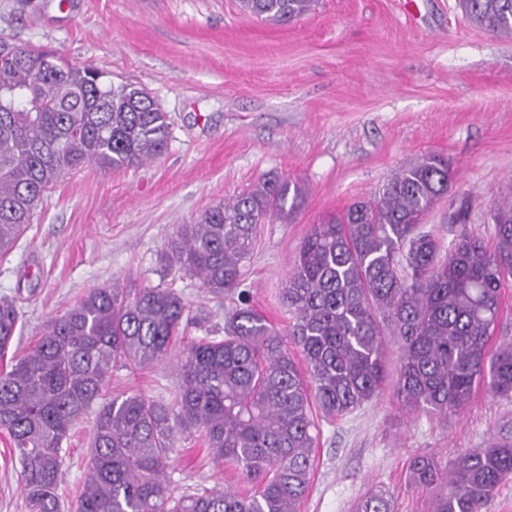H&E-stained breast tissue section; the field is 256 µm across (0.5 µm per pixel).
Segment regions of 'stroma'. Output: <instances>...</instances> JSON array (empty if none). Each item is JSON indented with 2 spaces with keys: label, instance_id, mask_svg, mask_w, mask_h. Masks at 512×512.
<instances>
[{
  "label": "stroma",
  "instance_id": "1",
  "mask_svg": "<svg viewBox=\"0 0 512 512\" xmlns=\"http://www.w3.org/2000/svg\"><path fill=\"white\" fill-rule=\"evenodd\" d=\"M39 51L64 49L114 84L146 89L169 118L154 162L112 173L92 166L60 181L11 252L0 254V298L15 300L23 327L11 350L29 353L41 325L89 289L120 280L179 294L207 322L187 338L224 333L232 297L165 269L161 256L180 225L275 174L304 199L292 223L259 225L243 276L250 304L280 330L291 315L282 292L313 224L378 194L419 156L447 157L452 191L469 197L468 227L491 239L489 208L512 180V36L471 24L457 0H317L300 20L273 26L238 0H0V36ZM174 369H114L108 392L168 399ZM92 417L62 445L64 506L89 472ZM314 466L300 512H353L367 490L385 491L392 512H431L408 465L434 456L441 468L473 448L512 444V399L478 387L440 420L409 415L392 389L347 416L320 419ZM177 491L240 488L233 468L197 437L171 453ZM0 512H29L6 433L0 432Z\"/></svg>",
  "mask_w": 512,
  "mask_h": 512
}]
</instances>
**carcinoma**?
I'll return each instance as SVG.
<instances>
[{
	"label": "carcinoma",
	"instance_id": "obj_1",
	"mask_svg": "<svg viewBox=\"0 0 512 512\" xmlns=\"http://www.w3.org/2000/svg\"><path fill=\"white\" fill-rule=\"evenodd\" d=\"M312 3L239 0L244 12L277 25ZM461 6L485 31L512 36V0ZM168 133L166 112L145 89L116 86L92 65L1 36L0 253L14 248L65 175L146 164L164 152ZM452 181L448 159L423 156L378 196L312 225L283 290L286 334L240 289L257 225L288 223L303 198L301 187L275 175L181 225L162 259L214 297L240 295L224 313V335L173 352L181 327L202 312L192 313L171 289L119 281L50 317L37 345L0 371V429L21 466L31 512H62L61 445L90 414V471L74 512H299L319 434L314 412L343 417L389 384L407 413L444 421L480 385L511 399L512 342L493 335L512 278V188L491 209L490 246L468 229L469 199L448 196ZM445 196L455 235L443 254L422 220ZM18 322L15 302L0 300V359ZM389 336L399 344L393 353ZM170 362L179 378L171 401L137 391L107 395L114 367L134 373ZM194 433L252 485L249 492L174 495L167 481L173 442ZM510 475L511 444L474 448L445 472L430 455L409 465L414 488L439 490L432 512H481ZM354 512H391L390 500L370 490Z\"/></svg>",
	"mask_w": 512,
	"mask_h": 512
}]
</instances>
